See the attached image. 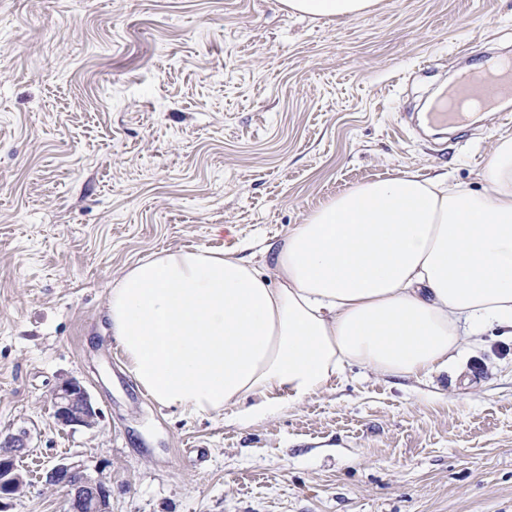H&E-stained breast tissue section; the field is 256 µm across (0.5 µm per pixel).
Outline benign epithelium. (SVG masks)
I'll return each mask as SVG.
<instances>
[{
    "mask_svg": "<svg viewBox=\"0 0 512 512\" xmlns=\"http://www.w3.org/2000/svg\"><path fill=\"white\" fill-rule=\"evenodd\" d=\"M52 404L55 422L63 427L93 428L102 417L86 388L73 378L55 386ZM25 448L21 435L9 434L0 439V512L30 486L17 466V458ZM42 479L47 486L63 489L67 512H112V481L88 474L80 459H59L45 468Z\"/></svg>",
    "mask_w": 512,
    "mask_h": 512,
    "instance_id": "benign-epithelium-1",
    "label": "benign epithelium"
}]
</instances>
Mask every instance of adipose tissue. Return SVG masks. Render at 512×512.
I'll return each instance as SVG.
<instances>
[{
	"instance_id": "adipose-tissue-1",
	"label": "adipose tissue",
	"mask_w": 512,
	"mask_h": 512,
	"mask_svg": "<svg viewBox=\"0 0 512 512\" xmlns=\"http://www.w3.org/2000/svg\"><path fill=\"white\" fill-rule=\"evenodd\" d=\"M382 0H283L353 19ZM480 189L410 172L336 194L261 250H165L112 285L114 344L145 394L186 417L246 418L327 389L347 368L425 379L469 336H512V134Z\"/></svg>"
}]
</instances>
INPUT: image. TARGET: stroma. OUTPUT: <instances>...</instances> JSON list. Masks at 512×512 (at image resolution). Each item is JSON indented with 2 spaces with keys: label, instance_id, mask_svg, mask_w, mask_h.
<instances>
[{
  "label": "stroma",
  "instance_id": "stroma-1",
  "mask_svg": "<svg viewBox=\"0 0 512 512\" xmlns=\"http://www.w3.org/2000/svg\"><path fill=\"white\" fill-rule=\"evenodd\" d=\"M512 57V0H383L328 21L281 0H0V435L65 512L76 456L112 512H512V340L416 381L352 368L248 423L152 401L116 349L112 284L162 250L258 245L402 171L478 187L512 96L419 134L457 76ZM80 380L103 414L57 425ZM53 417L63 427L93 428L102 417L86 388L76 379H66L52 391ZM42 479L47 486L63 489L68 512H112V481L92 477L80 459H59L45 468Z\"/></svg>",
  "mask_w": 512,
  "mask_h": 512
}]
</instances>
